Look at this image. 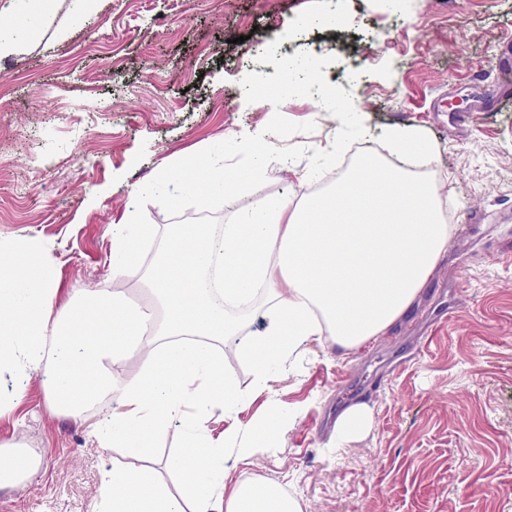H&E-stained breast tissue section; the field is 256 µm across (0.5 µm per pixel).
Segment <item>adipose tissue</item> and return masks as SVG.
<instances>
[{
  "mask_svg": "<svg viewBox=\"0 0 512 512\" xmlns=\"http://www.w3.org/2000/svg\"><path fill=\"white\" fill-rule=\"evenodd\" d=\"M419 142L416 129H391L385 146L397 163L360 154L325 193L243 209L221 235L175 226L147 270L131 261L145 231L125 213L112 227L111 287L82 290L60 310L51 265L36 243L0 258L18 287L0 290V416L41 372L51 413L77 417L105 398L119 405L94 437L128 449L131 461L103 472L92 512H303L279 483L231 476L296 408L275 405L218 436L207 423L244 410L309 343L355 349L408 311L451 233L446 197L416 170L424 162ZM136 275L147 297L141 306L130 304L125 287ZM252 307L262 329L239 318ZM229 340L252 362L250 389L224 371ZM129 350L140 361L136 378L120 370ZM175 423L185 430V450L162 469L144 465L151 437ZM41 466L23 441L0 444V490L25 485ZM163 469L193 478L174 490L161 480Z\"/></svg>",
  "mask_w": 512,
  "mask_h": 512,
  "instance_id": "ef3b65f1",
  "label": "adipose tissue"
}]
</instances>
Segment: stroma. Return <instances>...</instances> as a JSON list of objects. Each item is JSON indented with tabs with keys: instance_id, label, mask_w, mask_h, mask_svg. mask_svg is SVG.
Listing matches in <instances>:
<instances>
[{
	"instance_id": "obj_1",
	"label": "stroma",
	"mask_w": 512,
	"mask_h": 512,
	"mask_svg": "<svg viewBox=\"0 0 512 512\" xmlns=\"http://www.w3.org/2000/svg\"><path fill=\"white\" fill-rule=\"evenodd\" d=\"M22 21L32 38L0 60V245L39 241L60 306L110 287L125 209L216 231L240 208L318 193L278 166L240 167L256 127L301 165L335 137L376 151L391 128L421 129L453 208L444 259L403 324L348 352L312 342L270 380L234 421L273 398L299 413L235 473L278 481L303 512H512V104L475 109L494 100L495 49L512 54V0H53ZM314 71L338 86V113L300 93L284 109L242 103L246 86ZM203 166L236 197L177 194ZM371 348L411 361L368 400L370 429L333 448L310 427L357 402ZM114 410L50 414L34 377L0 443L24 437L43 468L0 492V512H89L125 454L93 436Z\"/></svg>"
}]
</instances>
